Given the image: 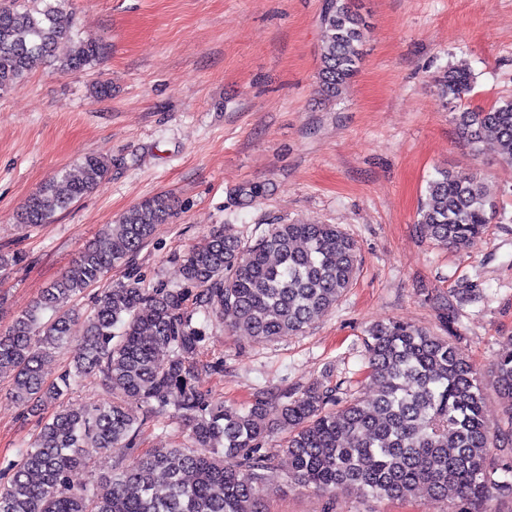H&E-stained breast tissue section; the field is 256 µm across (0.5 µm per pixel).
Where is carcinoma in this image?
Instances as JSON below:
<instances>
[{
	"label": "carcinoma",
	"instance_id": "cac0c4a2",
	"mask_svg": "<svg viewBox=\"0 0 512 512\" xmlns=\"http://www.w3.org/2000/svg\"><path fill=\"white\" fill-rule=\"evenodd\" d=\"M68 29L61 0L1 3L0 91L20 87L47 59L63 74L96 61L101 46L71 38ZM365 31L360 0H332L318 73L326 96L341 95L357 73ZM472 83L465 68L437 80L451 102ZM455 121L470 144L491 141L512 164V97L457 112ZM107 174L104 158L84 156L28 197L20 223H50ZM493 210L476 175L438 170L428 182L420 229L465 249L484 234ZM173 211L166 195L132 206L0 331V373L12 375L11 397L38 417L33 443L18 449L9 480L0 483V512H260L266 483L279 471L261 453L275 429L286 432V477L299 487L329 493L341 485L392 499L423 488L434 501L451 491L452 512H487L494 495L512 500V352L492 367L493 386L506 402V422L495 429L483 416L484 388L457 342L393 321L366 330L368 369L379 382L369 400L343 399L316 384L228 407L196 387L210 313L229 310L233 328L270 340L302 332L336 306L353 283L359 252L335 224H274L252 245L215 229L178 257L187 287L146 288L132 270L110 282L78 328L71 302L114 266L128 264ZM190 299L203 319L185 311ZM65 345L72 346L69 366L47 386L42 365ZM93 372L112 388V402L70 407L64 396ZM49 405L52 415L40 416ZM170 413L187 422L191 445L129 457L142 425ZM103 452L116 453L111 471L89 487L71 485L72 471Z\"/></svg>",
	"mask_w": 512,
	"mask_h": 512
}]
</instances>
